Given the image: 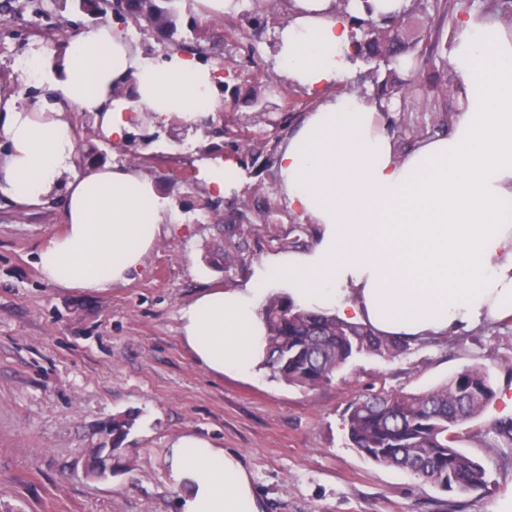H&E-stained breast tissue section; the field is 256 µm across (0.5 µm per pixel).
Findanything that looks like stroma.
Masks as SVG:
<instances>
[{
	"label": "stroma",
	"instance_id": "35a3bbf8",
	"mask_svg": "<svg viewBox=\"0 0 512 512\" xmlns=\"http://www.w3.org/2000/svg\"><path fill=\"white\" fill-rule=\"evenodd\" d=\"M439 2V58H449L464 13L512 29V0ZM177 6L179 25L194 27L189 45L203 48L208 67L223 58L233 71L213 115L224 133L191 128L178 143L163 135L136 156L119 145L108 150L110 164L137 170L177 206L128 282L95 293L46 284L37 254L64 229L63 193L36 209L0 200V512H178L165 450L187 432L237 453L264 512H493L512 489V447H492L490 430L512 413V320L415 340L392 360L358 358L332 385L310 390L261 366L247 377L214 373L184 343L182 310L200 294L238 286L263 259L313 245L312 225L289 210L266 159L323 97L278 85L272 53L289 0H270L258 27L252 0L208 20L191 0ZM81 19L67 11L36 22L26 0H11L0 16V93L42 88L20 61L43 36L70 39ZM384 117L395 141L446 133L455 119L399 98ZM228 159L246 166L240 186L223 194L209 174ZM206 198L213 209L203 208ZM234 210L252 222L236 263L225 259L221 234ZM470 365L487 369L497 396L458 429L455 446L484 467L486 488L444 491L350 446L343 415L355 396L424 391ZM128 413L136 417L124 442L130 471L90 478L88 449L111 447L112 418Z\"/></svg>",
	"mask_w": 512,
	"mask_h": 512
}]
</instances>
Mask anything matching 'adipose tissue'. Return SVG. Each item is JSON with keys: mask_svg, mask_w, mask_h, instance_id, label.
I'll use <instances>...</instances> for the list:
<instances>
[{"mask_svg": "<svg viewBox=\"0 0 512 512\" xmlns=\"http://www.w3.org/2000/svg\"><path fill=\"white\" fill-rule=\"evenodd\" d=\"M350 29L334 0H292L278 30L275 66L310 91L352 74ZM31 62L57 102L33 109L0 99V196L41 206L65 198V230L38 253L45 282L101 292L127 281L153 247L175 204L133 169L106 164L73 174L76 141L65 109L99 112L124 139L141 113L192 123L217 107L213 74L194 60L154 64L121 30L102 26L69 42L63 63ZM450 65L466 105L450 133L397 155L379 106L350 92L306 116L278 157L280 190L316 224L305 251L268 257L241 287L202 294L182 311V339L219 374L245 376L262 360L258 308L275 286L297 308L370 325L383 336L423 338L512 318V33L468 15ZM134 79L124 105L112 88ZM181 512H262L240 457L188 433L167 452Z\"/></svg>", "mask_w": 512, "mask_h": 512, "instance_id": "ef3b65f1", "label": "adipose tissue"}]
</instances>
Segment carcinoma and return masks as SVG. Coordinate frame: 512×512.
Here are the masks:
<instances>
[{"label": "carcinoma", "mask_w": 512, "mask_h": 512, "mask_svg": "<svg viewBox=\"0 0 512 512\" xmlns=\"http://www.w3.org/2000/svg\"><path fill=\"white\" fill-rule=\"evenodd\" d=\"M440 6L410 5L407 17L414 31L399 34L398 46L369 50L365 61L380 68L401 54L414 53L425 61L434 46L420 51V35L436 28ZM266 347L262 366L273 378L300 388L332 383L334 375L361 355L396 358L408 341L377 334L371 327L346 322L334 315L295 308L285 294L271 296L261 309ZM495 397L489 373L473 365L419 393L378 392L359 395L349 404L345 427L350 444L376 464L408 472L438 488L466 493L487 484L484 468L452 446L454 428L480 416ZM135 418L112 419V473L124 471L123 442ZM491 430L512 446V417L491 423Z\"/></svg>", "instance_id": "obj_1"}]
</instances>
